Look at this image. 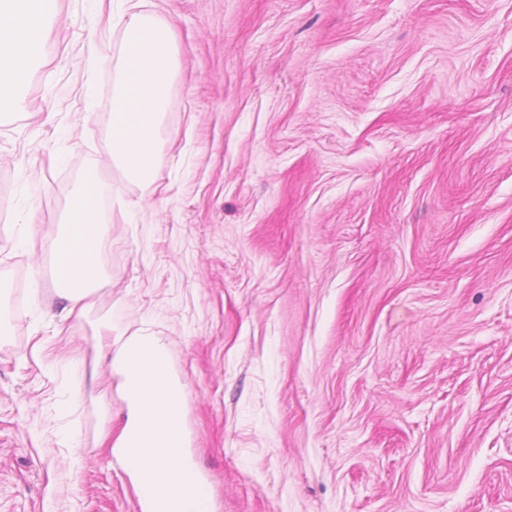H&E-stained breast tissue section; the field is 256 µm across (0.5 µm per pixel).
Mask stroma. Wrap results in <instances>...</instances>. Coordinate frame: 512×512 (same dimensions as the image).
<instances>
[{
  "label": "stroma",
  "instance_id": "stroma-1",
  "mask_svg": "<svg viewBox=\"0 0 512 512\" xmlns=\"http://www.w3.org/2000/svg\"><path fill=\"white\" fill-rule=\"evenodd\" d=\"M133 13L177 38L153 191L111 156ZM51 24L0 106V512H143L97 344L141 333L209 512H512V0H55ZM88 172L110 240L75 318L50 257Z\"/></svg>",
  "mask_w": 512,
  "mask_h": 512
}]
</instances>
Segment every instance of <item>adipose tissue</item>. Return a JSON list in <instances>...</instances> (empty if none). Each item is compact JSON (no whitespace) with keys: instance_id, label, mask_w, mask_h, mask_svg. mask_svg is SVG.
Returning a JSON list of instances; mask_svg holds the SVG:
<instances>
[{"instance_id":"obj_1","label":"adipose tissue","mask_w":512,"mask_h":512,"mask_svg":"<svg viewBox=\"0 0 512 512\" xmlns=\"http://www.w3.org/2000/svg\"><path fill=\"white\" fill-rule=\"evenodd\" d=\"M51 3L0 0V95L10 94L14 109L23 108L18 92L27 85L50 37ZM176 43L169 25L141 14L130 16L124 61L112 95V160L129 179L148 188L159 173V128L170 107ZM98 197L97 179L86 177L68 201L53 247V281L73 313H84L101 276L99 254L109 227Z\"/></svg>"}]
</instances>
